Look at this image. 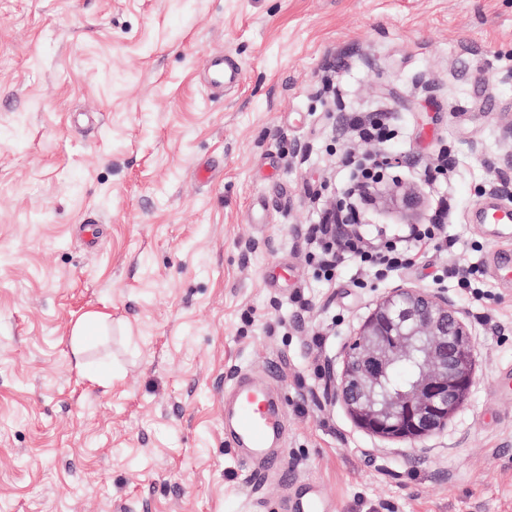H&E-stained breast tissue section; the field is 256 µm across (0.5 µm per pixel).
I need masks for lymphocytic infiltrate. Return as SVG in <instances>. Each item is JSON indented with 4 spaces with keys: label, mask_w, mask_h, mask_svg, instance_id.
<instances>
[{
    "label": "lymphocytic infiltrate",
    "mask_w": 512,
    "mask_h": 512,
    "mask_svg": "<svg viewBox=\"0 0 512 512\" xmlns=\"http://www.w3.org/2000/svg\"><path fill=\"white\" fill-rule=\"evenodd\" d=\"M362 211L350 198H343L336 210L319 214L312 232L319 249L310 256L319 272L332 276L336 269L349 263L366 274L362 287L373 281L386 280L414 267L426 249L451 250L455 242L448 239L441 221L420 224L397 235L369 239L358 231Z\"/></svg>",
    "instance_id": "obj_1"
}]
</instances>
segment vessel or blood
<instances>
[{
    "instance_id": "obj_1",
    "label": "vessel or blood",
    "mask_w": 512,
    "mask_h": 512,
    "mask_svg": "<svg viewBox=\"0 0 512 512\" xmlns=\"http://www.w3.org/2000/svg\"><path fill=\"white\" fill-rule=\"evenodd\" d=\"M242 78L243 70L235 61L221 54L208 57L204 83L211 93L239 85ZM483 221L502 232L512 231V207H489ZM491 265L497 280L512 288V254L492 251ZM229 393L233 399L230 437L237 446L248 450L252 478H264L281 464L271 451L274 440L282 433L281 406L264 381L245 373L232 379Z\"/></svg>"
}]
</instances>
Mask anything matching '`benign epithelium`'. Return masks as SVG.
Returning a JSON list of instances; mask_svg holds the SVG:
<instances>
[{
  "instance_id": "1",
  "label": "benign epithelium",
  "mask_w": 512,
  "mask_h": 512,
  "mask_svg": "<svg viewBox=\"0 0 512 512\" xmlns=\"http://www.w3.org/2000/svg\"><path fill=\"white\" fill-rule=\"evenodd\" d=\"M497 174L501 188L512 184V150ZM475 373V346L448 297L393 288L364 320L334 395L362 430L415 444L461 408Z\"/></svg>"
}]
</instances>
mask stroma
<instances>
[{
    "label": "stroma",
    "instance_id": "stroma-1",
    "mask_svg": "<svg viewBox=\"0 0 512 512\" xmlns=\"http://www.w3.org/2000/svg\"><path fill=\"white\" fill-rule=\"evenodd\" d=\"M214 52L244 71L217 99ZM348 112L391 113V176L421 199L368 227L447 196L458 239L364 289L307 263L347 157L373 151ZM511 124L512 0H0V512H280L287 481L331 512H512V288L484 275L482 308L445 287L476 375L426 440L369 435L332 397L387 292L512 251L473 221L512 206L492 190ZM93 310L109 326L74 354ZM243 370L282 400L284 479L247 482L224 440ZM107 323V317L100 312H88L75 324L72 330V348L74 354H80V343L85 336L102 331Z\"/></svg>",
    "mask_w": 512,
    "mask_h": 512
}]
</instances>
